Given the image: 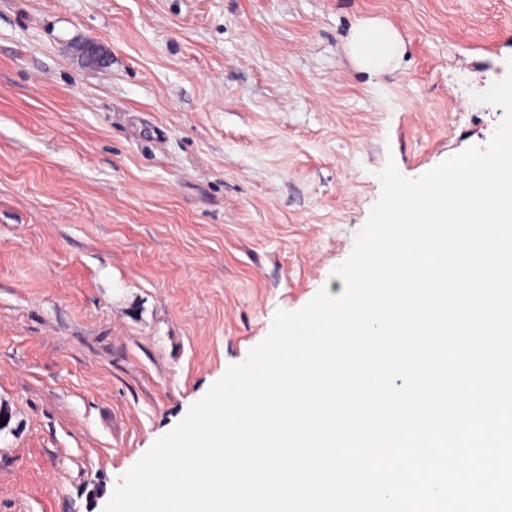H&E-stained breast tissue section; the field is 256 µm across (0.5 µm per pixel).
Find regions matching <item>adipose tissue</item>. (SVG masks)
Listing matches in <instances>:
<instances>
[{
	"instance_id": "1",
	"label": "adipose tissue",
	"mask_w": 512,
	"mask_h": 512,
	"mask_svg": "<svg viewBox=\"0 0 512 512\" xmlns=\"http://www.w3.org/2000/svg\"><path fill=\"white\" fill-rule=\"evenodd\" d=\"M349 51L358 67L376 73L394 67L403 54V42L391 28L374 23H360L353 31Z\"/></svg>"
}]
</instances>
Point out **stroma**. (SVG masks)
Instances as JSON below:
<instances>
[{"label": "stroma", "instance_id": "1", "mask_svg": "<svg viewBox=\"0 0 512 512\" xmlns=\"http://www.w3.org/2000/svg\"><path fill=\"white\" fill-rule=\"evenodd\" d=\"M366 20L392 71L348 56ZM511 58L512 0H0V512H103L277 310L343 292L387 162L486 148ZM348 46L358 67L369 73L394 68L403 55V42L398 34L374 22L360 23L351 34Z\"/></svg>", "mask_w": 512, "mask_h": 512}]
</instances>
